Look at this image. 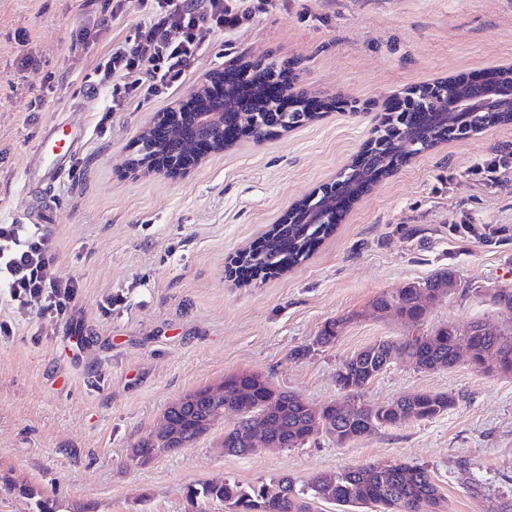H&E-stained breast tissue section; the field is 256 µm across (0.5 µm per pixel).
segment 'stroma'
Masks as SVG:
<instances>
[{"instance_id":"35a3bbf8","label":"stroma","mask_w":512,"mask_h":512,"mask_svg":"<svg viewBox=\"0 0 512 512\" xmlns=\"http://www.w3.org/2000/svg\"><path fill=\"white\" fill-rule=\"evenodd\" d=\"M103 0H0V224L36 211L59 243L53 274L79 284L68 316L38 303H0V512H189V487L230 479L255 486L370 462L426 468L445 512L512 505V378L418 371L393 362L360 394L378 405L415 392L456 399L447 413L339 445L221 453L222 422L148 463L131 450L187 393L253 372L321 405L342 398L341 363L410 325L366 316L381 292L453 267L455 293L433 303L424 329L476 319L512 323L489 295L512 288V176L482 183L478 167L512 165V124L438 143L407 158L351 203L300 265L248 283L236 256L331 182L369 144L393 95L512 66V0H238L250 15L213 33L182 85L103 120L104 85L84 76L126 27L105 26L92 50L76 39ZM294 65V87L329 106L305 127L212 152L187 172L132 167L154 117L216 71ZM41 106H33L34 97ZM83 124L70 171L44 185L26 169L44 126ZM361 313L336 342L327 319ZM83 348H76V341Z\"/></svg>"}]
</instances>
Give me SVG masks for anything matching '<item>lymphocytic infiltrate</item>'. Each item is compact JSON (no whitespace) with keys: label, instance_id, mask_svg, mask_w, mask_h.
<instances>
[{"label":"lymphocytic infiltrate","instance_id":"f902f5d3","mask_svg":"<svg viewBox=\"0 0 512 512\" xmlns=\"http://www.w3.org/2000/svg\"><path fill=\"white\" fill-rule=\"evenodd\" d=\"M146 22L136 24L124 45L101 57L86 79L111 86L110 111L125 112L141 97L174 91L185 80L207 38L215 32H234L243 15L226 0H141ZM288 73L259 83L244 82L239 71L225 72L224 80L211 84L213 97L237 87L240 97L254 94L276 98L281 111L297 106L319 112L317 99L298 100L288 95ZM57 243L43 224H0V290L11 306L23 309L39 300L42 315L65 316L77 292L76 280H59L52 274Z\"/></svg>","mask_w":512,"mask_h":512}]
</instances>
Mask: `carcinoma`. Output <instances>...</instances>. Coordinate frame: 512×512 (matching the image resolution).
Segmentation results:
<instances>
[{"mask_svg": "<svg viewBox=\"0 0 512 512\" xmlns=\"http://www.w3.org/2000/svg\"><path fill=\"white\" fill-rule=\"evenodd\" d=\"M224 100L255 112H264L267 108L266 100L260 97L242 102L233 88L225 90ZM318 117L317 112L296 109L288 113L287 121L279 128L295 129ZM397 125V116L390 115L377 131V135L387 138L384 160H378L375 146L364 152L360 167L348 169L344 177L347 188L368 180L374 173H391L394 161L406 154L398 143L402 136ZM184 135L182 126L176 132L167 128L165 136L157 137L155 141L159 143L161 153L170 157L179 151ZM313 210L314 207L303 203L289 216L291 222L278 225L264 237L261 251L249 249L238 256L237 267L282 273L306 260L314 246L335 228L333 224L305 221L306 214ZM453 279L455 273L448 269L421 284L412 282L384 292L371 302L370 308L377 313L386 310L407 323L420 325L428 306L438 300L437 286ZM421 285L429 293L428 303L422 306L415 296ZM364 316L366 313L356 312L325 322L316 336V344L334 343L346 324ZM467 326L468 336L459 335L460 328L448 323L415 336L374 341L347 358L337 371L336 382L346 392L345 399L319 407L292 391L275 386L257 373L228 375L224 378V400L214 398L208 387L186 394L165 412L170 430L177 439L168 441L150 433L133 448V458L146 462L196 441L209 431L222 407L238 413L237 420L224 429L222 441L224 453L234 456L253 452L250 439L260 430L268 431L270 442L277 448H295L319 434L344 445L361 437L368 427L377 430L434 419L455 405L453 396L442 392H418L380 405L358 403L352 396L396 360L405 361L423 372L455 366L458 363L456 350L461 341L468 346V364L474 370L512 376V326H493L481 319L471 321ZM315 499L345 508H370L373 512H444L445 509L443 496L430 472L406 463L360 464L319 474L300 486L285 476L248 488L234 480H226L189 491L192 508H197L200 500H216L231 508V512H311V501Z\"/></svg>", "mask_w": 512, "mask_h": 512, "instance_id": "obj_1", "label": "carcinoma"}]
</instances>
